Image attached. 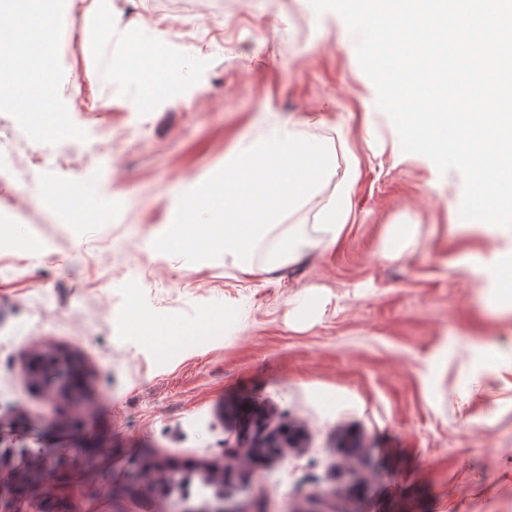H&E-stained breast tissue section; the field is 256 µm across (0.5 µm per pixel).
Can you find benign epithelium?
Returning a JSON list of instances; mask_svg holds the SVG:
<instances>
[{"label":"benign epithelium","instance_id":"obj_1","mask_svg":"<svg viewBox=\"0 0 512 512\" xmlns=\"http://www.w3.org/2000/svg\"><path fill=\"white\" fill-rule=\"evenodd\" d=\"M30 381L37 387H46L60 401L74 398L84 384V374L73 355L65 351L46 349L33 354L28 365ZM238 444L249 448L251 456L273 460L279 449L302 447V432L290 425L275 434L266 433V420L262 416L250 417L248 429L240 432ZM171 470L157 464L140 463L135 466L131 478L149 494L160 493V485ZM207 512H246L237 494L224 495L213 500Z\"/></svg>","mask_w":512,"mask_h":512}]
</instances>
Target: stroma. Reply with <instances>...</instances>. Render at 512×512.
<instances>
[{
  "instance_id": "stroma-1",
  "label": "stroma",
  "mask_w": 512,
  "mask_h": 512,
  "mask_svg": "<svg viewBox=\"0 0 512 512\" xmlns=\"http://www.w3.org/2000/svg\"><path fill=\"white\" fill-rule=\"evenodd\" d=\"M162 30L187 56L208 39L191 99L138 110L102 83L93 28L68 10L51 65L61 122L74 138L33 144L12 112L0 141L42 166L0 184V208L37 245L0 250V512H146L129 488L134 460L178 469L255 473L247 512H512V310L468 271L512 234L453 225L464 193L422 157L394 148L356 46L337 15L310 0H157ZM100 106L80 112L77 88ZM266 114L314 116L310 131L345 141L320 197L358 161L354 221L336 245L276 273L145 249L169 219L180 184L224 162ZM95 183L106 224H67L31 204L45 185ZM417 227L400 259L379 244L391 224ZM136 308L153 323L232 313L224 333L163 354L119 323ZM74 350L86 396L59 402L30 386L27 354ZM292 423L303 445L272 461L237 448L239 414Z\"/></svg>"
}]
</instances>
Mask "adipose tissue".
<instances>
[{
	"label": "adipose tissue",
	"mask_w": 512,
	"mask_h": 512,
	"mask_svg": "<svg viewBox=\"0 0 512 512\" xmlns=\"http://www.w3.org/2000/svg\"><path fill=\"white\" fill-rule=\"evenodd\" d=\"M51 0H0V51L10 54L19 74L9 88L0 87V109L23 113L24 128L34 141L64 139L52 106L61 88L45 59L59 39ZM102 53L95 64L141 111L164 103L172 90L186 88L187 58L175 35L157 33L148 23L108 27L97 36ZM310 119L270 117L257 135L243 136L224 155L221 166L189 181L179 190L167 224L145 241L152 251H178L224 261L244 274L262 267L271 273L303 260L320 246H333L352 220L351 193L357 168L349 166L345 183L321 202L314 225L292 223V216L318 200L335 162L334 140L307 133ZM42 201L63 218L86 216L105 221L111 202L97 188L47 186ZM140 338L156 341L161 352L187 341L222 335L224 320L204 319L174 328L156 340L149 319L135 310L121 313Z\"/></svg>",
	"instance_id": "1"
}]
</instances>
